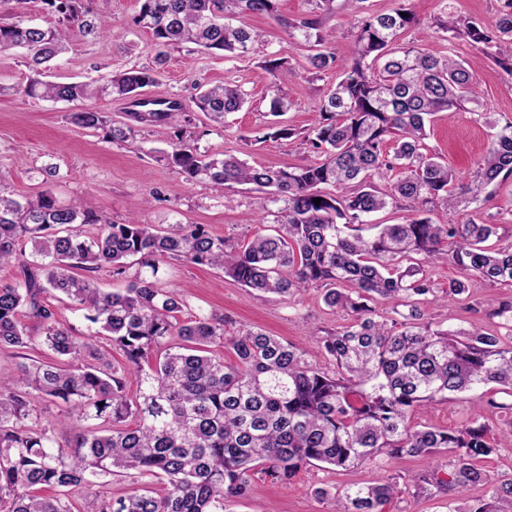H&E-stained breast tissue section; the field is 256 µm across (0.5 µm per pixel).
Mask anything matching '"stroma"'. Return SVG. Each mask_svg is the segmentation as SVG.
<instances>
[{"label":"stroma","instance_id":"1","mask_svg":"<svg viewBox=\"0 0 512 512\" xmlns=\"http://www.w3.org/2000/svg\"><path fill=\"white\" fill-rule=\"evenodd\" d=\"M141 4L142 0H91L95 14L115 21V28L97 42L71 38L68 51L53 62L50 80L88 81L118 70L151 65L157 53L152 36L132 24ZM335 4L336 10L326 17L325 24L336 30L332 48L338 63L349 62L362 17L403 7L415 15L416 21L405 29L402 41L436 56L451 55L469 61L479 87L482 111L498 124L512 121V77L486 57L482 45L435 26L441 0H359L355 5L348 0H335ZM240 22L264 34L262 42L249 53L225 58L188 46L169 50L157 83L147 87L145 93L187 98L197 83H238L246 90L249 102L230 116L226 127L211 126L202 112L191 111L192 124L201 132L196 142L200 151L234 155L252 165L303 164L308 152L299 137L317 124L320 98L335 84L338 73L332 70L312 77L308 70L309 46L292 38L288 28L273 19L246 15ZM270 54L285 59L274 75L262 66ZM29 74L21 53L0 54V171L7 173L13 193L33 196L47 190L62 204L81 199L116 224L124 223L134 211L150 224H202L233 243L269 231V224L256 221L255 192L240 186L225 198L204 185L184 183L161 158L164 144L150 128H142L133 140L116 144L104 139L102 132L69 123L67 115L72 104L26 95ZM273 84L293 103L282 117L295 132L289 140L263 138L273 120L268 92ZM490 135V130L477 123L471 113L445 111L435 116L426 144L469 184ZM477 212L491 217L498 226L492 244L512 245V182L499 186L493 198L481 205L464 202L456 212H438L433 219L458 223ZM424 269L437 285L434 297L420 305L428 320H450L465 329L497 331L498 321L492 312L499 303L512 301V285L489 284L473 294L456 295L448 289L449 283L461 276L456 267L434 261L425 264ZM159 278L164 287L186 291L188 307L183 319L211 312L224 315L230 336L244 328H262L300 345L313 367L335 372L334 363L324 356L312 333L335 330L346 319L343 313L325 306L322 289H309L287 302L244 288L221 271L173 260L161 264ZM494 399L496 404L492 407L484 403L475 407L464 400L443 401L417 413L415 419L437 428L457 429L478 417L486 423L490 436L495 437L512 422V396L498 393ZM449 461V454L442 452L399 460L380 456L369 464L338 471L305 466L287 483L258 473L251 480L248 497L231 505L230 512H334V499L316 497L315 488L343 489L376 478L401 484L407 475L444 469ZM490 493V486L484 484L453 502L444 494L418 498L403 494L386 504L385 512H472Z\"/></svg>","mask_w":512,"mask_h":512}]
</instances>
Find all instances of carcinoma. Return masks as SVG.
<instances>
[{
  "mask_svg": "<svg viewBox=\"0 0 512 512\" xmlns=\"http://www.w3.org/2000/svg\"><path fill=\"white\" fill-rule=\"evenodd\" d=\"M38 2L57 16L56 25L0 16V52L20 51L28 59V96L85 102L107 95L128 102L135 111L117 125L91 106L68 119L103 131L112 142L135 138L143 125L159 129L170 137L163 159L184 182L218 193L250 187L259 193V222L269 218L277 229L235 245L201 224L162 230L136 216L114 224L88 203L60 205L48 191L15 197L0 172V267H19L13 281L0 283V350L44 346L55 356L52 362L22 361L11 376H0V503H7V512H78L72 492L115 475L135 487L123 498L101 501L98 512H225L226 502L248 496L258 470L288 482L315 462L339 470L381 455L442 451L455 453L448 478L437 471L414 474L403 491L422 496L434 487L455 499L490 483L482 463L512 446V422L496 441L477 417L457 430H441L414 422L413 415L484 387L512 396V302L493 312L502 319L503 335L451 323L434 329L418 308L434 293V283L420 266L403 265L413 254L450 262L466 273L449 284L457 295L488 282L512 283V245H487L497 225L473 218L439 224L430 217L512 179V123L499 128L476 109L494 134L476 162L474 185H459L448 164L425 147L432 116L479 105L470 64L398 43L413 21L409 12L366 16L351 61L321 99L318 123L302 137L313 158L254 167L198 151L190 145L194 132L180 124L187 109L182 100L165 102L164 112L142 110V90L156 83L172 45L193 44L225 57L248 53L261 34L233 24L244 14L267 16L300 35L314 48L309 70L317 76L330 71L336 68L330 48L335 33L324 16L334 0H309L308 13L293 20L279 14L278 0H143L134 24L151 32L156 66L73 83L43 79L42 65L66 52L70 37L97 41L109 27L94 18L90 0ZM499 2L490 26L462 21L446 4L436 26L483 45L512 76V0ZM190 102L223 127L247 97L241 86L226 82L201 87ZM321 185L336 194L321 192ZM400 200L409 202L404 223L375 224L374 235L360 234L369 214ZM279 202L277 210L268 208ZM86 225L97 232L87 234ZM22 241L32 252L20 262ZM167 259L211 266L246 288L286 300L313 285L324 287L325 305L352 316L348 325L319 337L336 372L310 367L298 345L262 329L225 337L221 314L180 320L183 295L156 286ZM133 266L126 288H99L100 269L122 275ZM52 291L85 311L96 329L77 336L60 327L47 300ZM376 297L408 313L380 321L368 305ZM98 336L122 352V366L94 347ZM217 346L230 347L235 361L214 353ZM130 383L138 388L133 400L126 393ZM42 401L66 405L80 430L45 426L38 413ZM155 479L164 483L163 492L149 488ZM41 489L56 495L41 496ZM403 491L376 480L333 494L318 487L314 494L334 495L336 512H384ZM475 512H512V479L494 482Z\"/></svg>",
  "mask_w": 512,
  "mask_h": 512,
  "instance_id": "1",
  "label": "carcinoma"
}]
</instances>
